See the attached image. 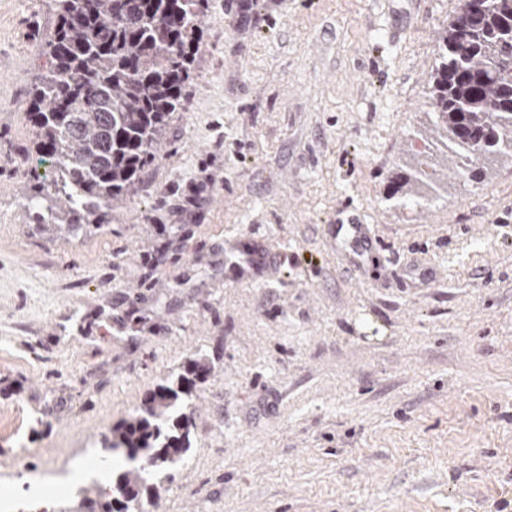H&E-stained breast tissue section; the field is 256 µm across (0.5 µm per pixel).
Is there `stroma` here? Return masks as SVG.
I'll return each mask as SVG.
<instances>
[{
  "instance_id": "obj_1",
  "label": "stroma",
  "mask_w": 512,
  "mask_h": 512,
  "mask_svg": "<svg viewBox=\"0 0 512 512\" xmlns=\"http://www.w3.org/2000/svg\"><path fill=\"white\" fill-rule=\"evenodd\" d=\"M459 3L204 0L158 161L62 236L21 168L55 0H0V502L67 512L68 473L202 357L150 512H512V159L397 190ZM235 241L283 254L231 282Z\"/></svg>"
}]
</instances>
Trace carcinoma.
Wrapping results in <instances>:
<instances>
[{
  "label": "carcinoma",
  "instance_id": "1",
  "mask_svg": "<svg viewBox=\"0 0 512 512\" xmlns=\"http://www.w3.org/2000/svg\"><path fill=\"white\" fill-rule=\"evenodd\" d=\"M58 26L48 41L45 73L27 112L36 130L34 197L46 228L68 235L112 223V207L158 159V142L194 61L200 0H56ZM432 76L434 127L465 174L483 161L512 156V0H483L475 13L458 11L442 39ZM436 171L401 176L419 199L436 191ZM203 358L158 385L129 418L112 427L103 450L143 460L112 479V495L95 484L77 490L75 512H124L148 482L182 460L190 448L185 412Z\"/></svg>",
  "mask_w": 512,
  "mask_h": 512
}]
</instances>
